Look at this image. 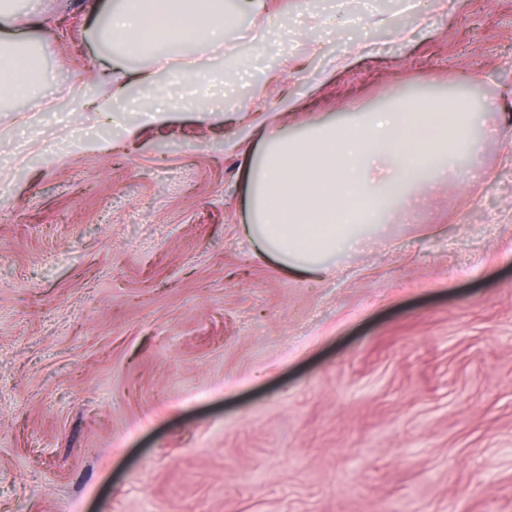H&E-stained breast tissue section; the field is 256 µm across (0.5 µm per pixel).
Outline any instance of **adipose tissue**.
<instances>
[{
  "mask_svg": "<svg viewBox=\"0 0 512 512\" xmlns=\"http://www.w3.org/2000/svg\"><path fill=\"white\" fill-rule=\"evenodd\" d=\"M11 0H0V99L21 86H49L55 72L38 61L33 46L19 45L10 32L17 16ZM98 38L130 54L162 61L175 49L224 46L223 0H120L109 9ZM236 61L199 69L185 59L172 69L174 82L190 79L187 98L163 96L142 110L139 126L166 125L181 108H209L211 87L235 85ZM150 88L154 75L130 76L120 66L106 78L107 92L90 96L84 109L111 119L129 81ZM264 130L262 154L249 164L251 223L247 236L255 255L274 260L294 275L329 273L385 217L411 206L418 195L440 184L459 182L464 165L480 151L473 112L445 97L407 98L340 124L291 139L266 114L253 112ZM139 126L126 128L135 137Z\"/></svg>",
  "mask_w": 512,
  "mask_h": 512,
  "instance_id": "obj_1",
  "label": "adipose tissue"
}]
</instances>
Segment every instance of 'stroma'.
Segmentation results:
<instances>
[{
    "label": "stroma",
    "instance_id": "stroma-1",
    "mask_svg": "<svg viewBox=\"0 0 512 512\" xmlns=\"http://www.w3.org/2000/svg\"><path fill=\"white\" fill-rule=\"evenodd\" d=\"M88 2L16 24L57 81L0 104V512H512V0H226L244 86L85 150ZM472 92L460 184L322 277L252 256L246 113Z\"/></svg>",
    "mask_w": 512,
    "mask_h": 512
}]
</instances>
